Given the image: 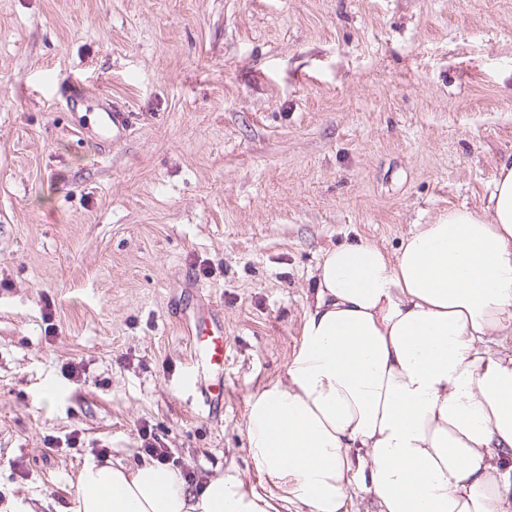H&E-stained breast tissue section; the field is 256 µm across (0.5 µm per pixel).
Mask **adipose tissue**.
Here are the masks:
<instances>
[{
	"instance_id": "adipose-tissue-1",
	"label": "adipose tissue",
	"mask_w": 512,
	"mask_h": 512,
	"mask_svg": "<svg viewBox=\"0 0 512 512\" xmlns=\"http://www.w3.org/2000/svg\"><path fill=\"white\" fill-rule=\"evenodd\" d=\"M283 377L252 395V461L289 504L512 512V163L485 206L414 225L398 249L326 250ZM237 475L199 485L88 457L70 512H271Z\"/></svg>"
}]
</instances>
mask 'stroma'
I'll return each instance as SVG.
<instances>
[{
    "mask_svg": "<svg viewBox=\"0 0 512 512\" xmlns=\"http://www.w3.org/2000/svg\"><path fill=\"white\" fill-rule=\"evenodd\" d=\"M73 75L132 116L108 159L56 104ZM507 160L512 0H0V512H68L84 459L142 458L144 423L267 495L248 399L285 373L321 252L394 251ZM204 301L216 415L179 386ZM191 366L186 370V381L197 384L194 369L203 370L208 367L220 374L217 381L206 388L209 395V406L215 409L216 406L224 410V314H220L215 308L203 309L202 316L195 325V341L191 352Z\"/></svg>",
    "mask_w": 512,
    "mask_h": 512,
    "instance_id": "1",
    "label": "stroma"
}]
</instances>
